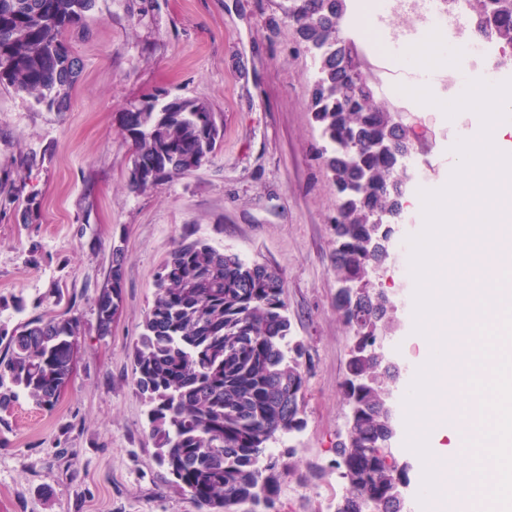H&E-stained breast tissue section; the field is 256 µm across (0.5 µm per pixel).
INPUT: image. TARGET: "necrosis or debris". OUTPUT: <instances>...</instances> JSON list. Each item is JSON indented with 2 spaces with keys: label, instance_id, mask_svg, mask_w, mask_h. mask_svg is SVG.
Returning a JSON list of instances; mask_svg holds the SVG:
<instances>
[{
  "label": "necrosis or debris",
  "instance_id": "4bbe7bcc",
  "mask_svg": "<svg viewBox=\"0 0 512 512\" xmlns=\"http://www.w3.org/2000/svg\"><path fill=\"white\" fill-rule=\"evenodd\" d=\"M363 10L362 0H352L340 27L356 41L359 62L373 90L388 96L389 105L395 111H411L412 103L410 97L392 93L390 89L395 67L388 51L392 46L410 41L422 28H429L432 34L435 55L455 54L461 64L462 79L440 82L446 100L459 97L468 81L481 79L496 84L505 72L512 71V57L487 51V41L477 32L464 0H375V19L390 22L385 35L379 38L362 28ZM398 16L407 18V25H393V18Z\"/></svg>",
  "mask_w": 512,
  "mask_h": 512
}]
</instances>
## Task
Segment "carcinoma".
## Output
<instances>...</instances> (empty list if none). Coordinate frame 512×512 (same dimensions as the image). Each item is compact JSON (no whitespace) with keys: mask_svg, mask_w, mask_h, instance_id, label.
<instances>
[{"mask_svg":"<svg viewBox=\"0 0 512 512\" xmlns=\"http://www.w3.org/2000/svg\"><path fill=\"white\" fill-rule=\"evenodd\" d=\"M487 39L512 49V0H478ZM96 0H0V86L65 112L81 73L67 37L85 29ZM347 0H282L299 44L317 64L311 112L323 145L319 157L339 195L330 231L336 280H353L359 300L336 297L339 318L358 343L341 386L355 408L336 444V465L358 500L336 512H395L393 493L410 483L408 465L387 463L375 443L389 427L385 393L397 373L381 364L374 342L396 316L370 279L392 253L408 192L404 171L411 143L394 112L360 82L355 42L340 19ZM132 142L129 190L145 192L199 169L213 156L224 124L198 98L153 95L125 125ZM123 251H112L106 284L94 300L97 333H112L121 309ZM154 299L133 352L136 392L146 405V431L178 490L198 512H278L279 468L304 483L295 452L275 457L269 444L305 427L307 377L301 345L291 344L288 303L273 267L182 239L159 268ZM76 316H41L0 327V411L24 396L51 411L71 381L78 348Z\"/></svg>","mask_w":512,"mask_h":512,"instance_id":"carcinoma-1","label":"carcinoma"}]
</instances>
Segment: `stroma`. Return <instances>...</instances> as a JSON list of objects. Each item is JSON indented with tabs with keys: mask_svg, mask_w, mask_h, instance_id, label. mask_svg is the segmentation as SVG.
Segmentation results:
<instances>
[{
	"mask_svg": "<svg viewBox=\"0 0 512 512\" xmlns=\"http://www.w3.org/2000/svg\"><path fill=\"white\" fill-rule=\"evenodd\" d=\"M280 3L96 0L87 31L69 38L82 73L67 111L0 88V179L26 184L23 199L0 197V326L69 309L82 325L57 408L23 398L0 415V512H197L156 462L132 368L154 276L185 236L281 273L308 383L305 428L275 446L319 475L309 485L284 476L277 507L334 512L355 337L335 309L337 196L309 112L316 63ZM161 89L207 101L224 138L200 169L136 195L123 115ZM422 117L419 144L435 158H451L458 135L478 130L469 110ZM117 247L121 313L103 338L94 300Z\"/></svg>",
	"mask_w": 512,
	"mask_h": 512,
	"instance_id": "1",
	"label": "stroma"
}]
</instances>
